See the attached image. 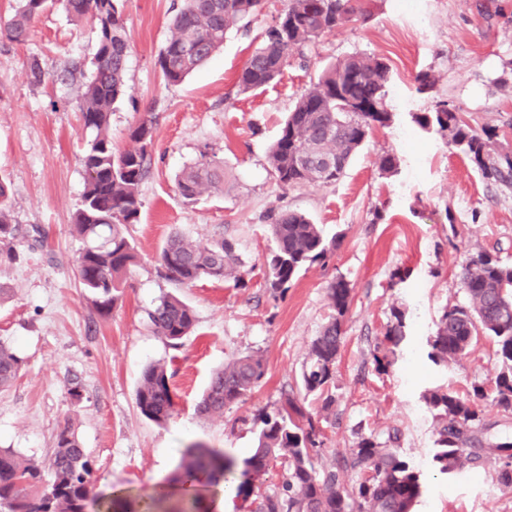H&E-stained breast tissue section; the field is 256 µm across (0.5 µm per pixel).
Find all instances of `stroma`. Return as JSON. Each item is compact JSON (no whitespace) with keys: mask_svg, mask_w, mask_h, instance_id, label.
<instances>
[{"mask_svg":"<svg viewBox=\"0 0 512 512\" xmlns=\"http://www.w3.org/2000/svg\"><path fill=\"white\" fill-rule=\"evenodd\" d=\"M174 2L124 0L131 31L126 90L113 106L110 133L116 147H127L131 128L152 118L153 166L142 186L140 220L129 228L138 259L106 317L79 283L82 241L72 226L89 136L78 89L90 77L97 29L51 7L26 42L0 38V182L18 229L16 259L0 257V340L24 360L15 382L0 389V448L44 462L59 426L71 421L97 486L143 496L191 443L246 457L257 410L302 394V367L330 313L327 286L341 277L352 304L322 465L346 455L358 436L384 438L396 430L399 452L421 474L414 512H512V490L493 483L486 469L452 479L433 469L435 421L422 400L427 389H462L494 375L489 340L474 343L455 368L429 359V341L442 309L466 301L458 277L466 258L487 251L512 263V187L486 182L461 152L412 121L444 101L512 149V0H361L353 22L320 36L277 81L248 93L239 91L237 76L287 0H264L246 31H230L206 65L171 85L156 60ZM353 53L389 63L390 125L369 133L335 184L280 186L268 153L286 115L324 67ZM34 59L45 72L39 84L29 77ZM426 71L436 85L422 93L415 77ZM500 77L506 86H496ZM203 154L223 163L224 189L189 204L175 178ZM385 154L395 156V173L379 170ZM285 207L306 213L338 245L326 264L302 268L275 296L265 286V217ZM175 233L203 246L233 241L234 273L244 287L227 279L179 288L160 277L161 248ZM171 293L196 313L192 333L177 348L147 323L148 310ZM396 310L405 314L403 337L393 364L379 372L372 352ZM251 352L266 361L260 386L224 414L198 417L195 406L212 370ZM153 362L173 374L178 415L164 425L145 418L135 401ZM75 384L78 400L69 394Z\"/></svg>","mask_w":512,"mask_h":512,"instance_id":"stroma-1","label":"stroma"}]
</instances>
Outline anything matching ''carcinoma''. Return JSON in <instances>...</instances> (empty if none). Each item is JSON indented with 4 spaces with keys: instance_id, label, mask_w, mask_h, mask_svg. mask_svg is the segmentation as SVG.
Returning a JSON list of instances; mask_svg holds the SVG:
<instances>
[{
    "instance_id": "obj_1",
    "label": "carcinoma",
    "mask_w": 512,
    "mask_h": 512,
    "mask_svg": "<svg viewBox=\"0 0 512 512\" xmlns=\"http://www.w3.org/2000/svg\"><path fill=\"white\" fill-rule=\"evenodd\" d=\"M48 0H19L15 12L0 18V34L22 43ZM77 21L89 20L98 30L91 79L78 98L84 127L90 131L82 157L85 188L74 225L83 240L76 264L79 282L92 297L98 314L107 317L120 298L123 276L137 255L128 227L138 223L141 187L152 166L153 122L141 119L130 132L131 145L112 143V106L123 94L130 33L121 0H54ZM262 0H182L170 24V34L157 57L166 83L183 82L223 45L226 34L259 10ZM360 11L357 0H288L264 32L239 78L243 92L271 84L290 59L323 35L346 27ZM391 68L376 57L353 53L324 68L296 101L273 142L269 165L283 187L327 186L338 181L363 146L368 131L390 124ZM414 122L433 131L462 152L482 177L512 185V159L490 131L478 132L459 112L439 103L417 113ZM224 187V166L201 156L177 177L176 190L187 203ZM8 193L0 183V246L14 238L9 222ZM272 245L266 256V288L283 294L299 271L324 262L336 249L320 225L304 213L282 208L266 216ZM160 275L183 287L198 280L231 276L237 262L235 244L224 238L201 247L179 236L168 238L160 252ZM461 282L467 302L445 306L430 340L429 357L436 364L460 363L479 338L495 347L497 369L487 382L460 390L435 388L423 395L436 424L432 463L442 474L456 475L469 466L494 463L492 480L512 489V436L491 432L484 405L512 416V264L490 252L466 260ZM332 314L310 345L302 371L304 397L322 400V412L312 413L301 398L285 395L269 412L260 410L254 448L242 460L202 443L187 446L174 472L157 485L149 512H165L167 500L182 492L180 512H210L220 482L235 485L236 497L248 499L255 482L278 459L287 465L281 485L251 502V512H412L421 494L420 475L398 451L399 433L388 441L369 434L358 438L348 455L330 467L318 465L326 412L335 401L334 366L343 341L344 321L352 296L342 277L328 284ZM383 340L372 353L376 369L392 363L393 347L403 336L404 315L393 313ZM153 332L176 348L196 322L194 309L174 294L164 296L147 312ZM23 359L0 341V388L13 383ZM265 375L262 355L252 353L227 360L216 369L196 405L200 415L221 414L254 391ZM135 400L141 414L155 422L174 417V399L166 365L145 368ZM351 475L344 482L342 473ZM141 504L129 495L96 490L90 457L68 421L55 436L49 463L23 460L0 448V512H138Z\"/></svg>"
}]
</instances>
